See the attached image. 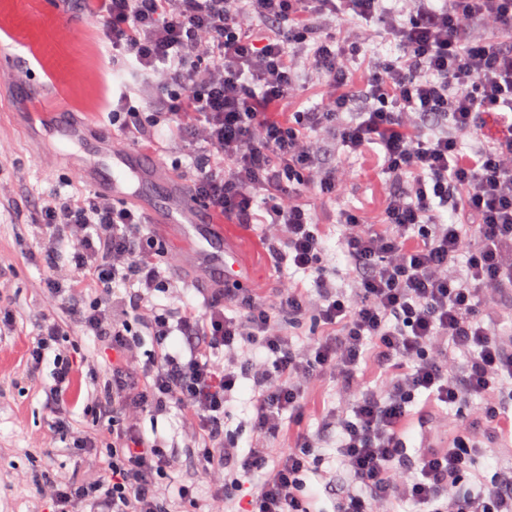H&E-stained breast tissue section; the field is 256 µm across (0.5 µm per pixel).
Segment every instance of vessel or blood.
<instances>
[{"label": "vessel or blood", "instance_id": "1", "mask_svg": "<svg viewBox=\"0 0 512 512\" xmlns=\"http://www.w3.org/2000/svg\"><path fill=\"white\" fill-rule=\"evenodd\" d=\"M108 154L112 158V179L109 186L112 199L121 202L136 199L151 223L169 224L180 228L183 242L196 247L201 263L222 269L227 286L237 288L248 282L249 271L241 262L237 249L222 242L221 238L212 232L213 226L221 223V216L201 205L195 196L184 188L181 181L160 163L144 162L142 149L112 148ZM135 181L142 184L165 183V206L156 208L149 196L134 193L131 184Z\"/></svg>", "mask_w": 512, "mask_h": 512}]
</instances>
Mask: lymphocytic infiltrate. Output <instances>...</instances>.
I'll list each match as a JSON object with an SVG mask.
<instances>
[{"label": "lymphocytic infiltrate", "instance_id": "f902f5d3", "mask_svg": "<svg viewBox=\"0 0 512 512\" xmlns=\"http://www.w3.org/2000/svg\"><path fill=\"white\" fill-rule=\"evenodd\" d=\"M78 0L101 17L113 58L159 77L152 110L123 100L119 135L162 150L166 135L201 140L192 189L232 224H256L276 257L311 279L266 302L242 288H215L204 307L161 308L172 280L165 245L145 233L141 209L59 192L39 203L34 258L46 301L25 366L53 358L52 428L69 450L105 455L106 478L63 483L33 475L52 512H175L198 508L192 487L170 499L162 486L171 456L141 417L184 412L198 457L224 512H315L304 480L323 437L336 439V512H391L410 500L425 512H512V470L461 481L512 408V136L479 137L482 115L512 112V0ZM351 17L342 35L315 20ZM383 24L399 55L354 83L348 61ZM330 87L321 106L286 112L301 69ZM322 140H313V133ZM469 147H461L463 136ZM377 155L390 178L380 224L341 211L348 289L332 279L327 244L306 203L309 190L340 192L344 169L328 146ZM235 308L226 316V308ZM317 332L292 338L307 321ZM112 353V371L91 413L108 435L79 429L62 391L73 359L69 328ZM155 350L136 354L141 337ZM380 370L366 385L362 365ZM252 382V429L277 437L299 417L305 390L326 377L353 393L349 411L327 409L321 430L297 431L277 454H239L224 431L239 378ZM476 405L479 424L461 422L448 447L407 453L410 407ZM265 472L253 484L256 472Z\"/></svg>", "mask_w": 512, "mask_h": 512}]
</instances>
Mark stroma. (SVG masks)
<instances>
[{"label":"stroma","instance_id":"35a3bbf8","mask_svg":"<svg viewBox=\"0 0 512 512\" xmlns=\"http://www.w3.org/2000/svg\"><path fill=\"white\" fill-rule=\"evenodd\" d=\"M100 30V19L80 13L74 0H0V263L12 268L0 293L11 299L19 313L15 335H0V512H47L44 493L25 479L30 470H46L58 479L81 482L104 473L103 463L67 450L52 432L44 388L52 363H44L35 374L24 369L25 350L44 306L37 289L41 271L26 257L41 237L29 213L37 198L51 191L96 193V182L84 173L103 143L121 145L112 124V108L124 88L132 87L133 104L142 112L149 111L158 92L153 82L113 63L100 42ZM71 124L85 128L79 143H69L64 137ZM340 164L346 171L341 195L333 201L312 196L308 202L316 221L324 226L330 266L337 285L343 287L348 275L337 214L351 209L366 222L379 223L390 180L367 155L344 156ZM153 230L168 246L175 280L174 289L160 295L159 303L202 305L207 289L219 285V270L195 265L193 247L177 242L171 229L157 224ZM224 232L235 241L250 270L248 288L257 299H270L288 278L310 285V278L268 251L259 228L228 224ZM95 389L87 365L76 366L64 394L73 405L76 426H91L88 406ZM250 398L251 382L241 380L224 421L225 431L237 439L243 455L255 448L286 447L300 428L317 432L323 412L347 406L353 396L332 380L312 382L300 421L287 423L285 434L275 439L252 430ZM458 418L456 408L443 405L428 406L414 415L408 429V453L450 441ZM140 424L146 434L155 433L165 440L174 459L166 478L169 489L194 486L204 512H219V504L210 499V480L198 461L187 418L175 412L155 421L143 417ZM338 466L336 441L325 439L315 468L306 478L308 490L317 496L316 512H336V498L325 491L321 477Z\"/></svg>","mask_w":512,"mask_h":512}]
</instances>
